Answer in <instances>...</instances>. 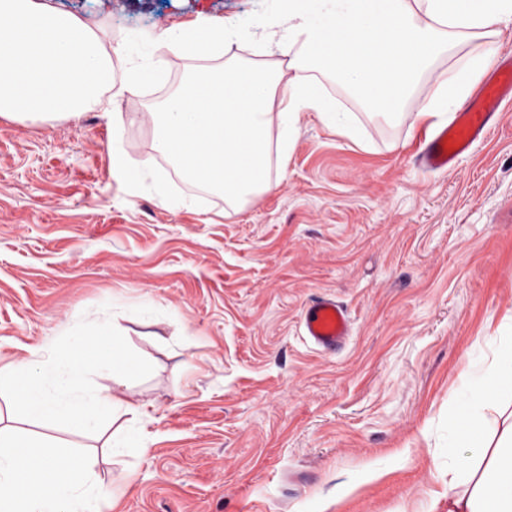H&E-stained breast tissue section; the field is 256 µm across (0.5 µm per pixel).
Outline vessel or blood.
<instances>
[{
    "instance_id": "1",
    "label": "vessel or blood",
    "mask_w": 512,
    "mask_h": 512,
    "mask_svg": "<svg viewBox=\"0 0 512 512\" xmlns=\"http://www.w3.org/2000/svg\"><path fill=\"white\" fill-rule=\"evenodd\" d=\"M512 102V57L500 60L469 105L429 142L418 156L429 171L451 170L495 129L504 102ZM304 334L316 350H342L351 334L347 308L335 299H313L302 316Z\"/></svg>"
}]
</instances>
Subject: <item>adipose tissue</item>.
Here are the masks:
<instances>
[{
    "mask_svg": "<svg viewBox=\"0 0 512 512\" xmlns=\"http://www.w3.org/2000/svg\"><path fill=\"white\" fill-rule=\"evenodd\" d=\"M264 24L276 30V50L292 72L279 85L272 69L244 64L235 47L254 43L253 23L200 18L161 36L116 34L104 50L95 31L45 0H0V116L24 114L48 121L102 103L116 82L161 85L168 56L224 59V70L188 73L156 122L171 164L192 190L174 196L168 180L132 166L124 149L126 128L112 125V173L139 192L178 209L195 208L205 193L220 194L240 211L285 173L304 112H315L336 134L360 148L368 127L393 134L459 107L498 53L463 51L466 38L491 32L512 18V0H264ZM131 52L137 63L121 77L112 55ZM441 72L433 94L413 98L415 87ZM278 113H271V103ZM137 307L144 322L171 318V311L124 293L102 296L63 322L26 357L0 365V379L20 381L24 404L47 426L95 427L104 408L128 416L112 441V456L148 452L138 419L135 380L146 370L134 361L108 358L91 347L113 328L119 313ZM111 387H104L102 378ZM448 419L437 421L435 460L448 472V512H512V421L496 435L485 424L487 409L512 401V325L476 340L452 388ZM35 437L0 433V512H110L137 478L130 469L106 483L82 455L56 460Z\"/></svg>",
    "mask_w": 512,
    "mask_h": 512,
    "instance_id": "ef3b65f1",
    "label": "adipose tissue"
}]
</instances>
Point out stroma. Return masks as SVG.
<instances>
[{
    "instance_id": "35a3bbf8",
    "label": "stroma",
    "mask_w": 512,
    "mask_h": 512,
    "mask_svg": "<svg viewBox=\"0 0 512 512\" xmlns=\"http://www.w3.org/2000/svg\"><path fill=\"white\" fill-rule=\"evenodd\" d=\"M98 30L162 34L206 16L261 19V0H49ZM165 94L129 86L106 108L52 123L0 117V360L25 357L102 294L135 292L169 321L117 318L151 377L135 397L146 456L113 460L125 422L44 427L0 383V428L78 451L104 480L136 467L113 512H448L433 424L447 418L464 354L512 317V106L451 171L415 155L424 132L373 133L366 151L304 113L284 178L228 216L220 194L175 211L112 175V118L137 166L187 187L154 114ZM343 303L344 350L303 334L314 297ZM186 391L175 383L185 372ZM389 466L345 497L374 458Z\"/></svg>"
}]
</instances>
